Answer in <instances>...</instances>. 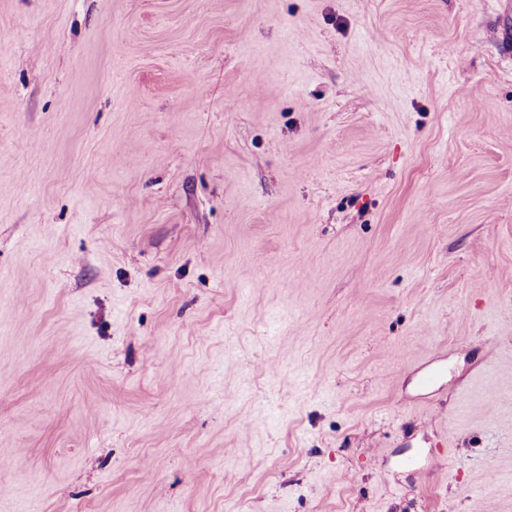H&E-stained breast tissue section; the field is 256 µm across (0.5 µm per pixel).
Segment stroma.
Here are the masks:
<instances>
[{"label":"stroma","instance_id":"obj_1","mask_svg":"<svg viewBox=\"0 0 512 512\" xmlns=\"http://www.w3.org/2000/svg\"><path fill=\"white\" fill-rule=\"evenodd\" d=\"M1 459L0 512H512V0H0Z\"/></svg>","mask_w":512,"mask_h":512}]
</instances>
